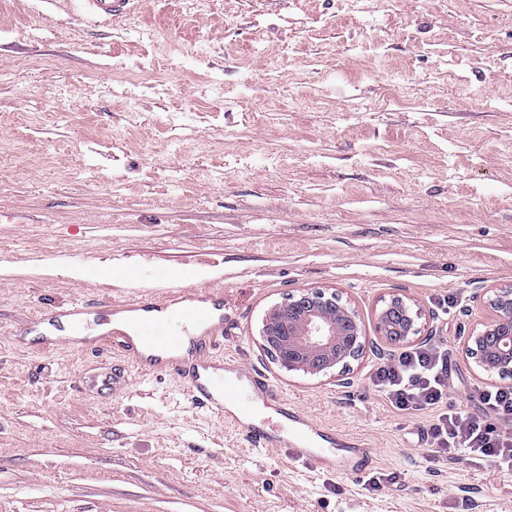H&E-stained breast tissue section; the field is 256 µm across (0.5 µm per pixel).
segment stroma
I'll use <instances>...</instances> for the list:
<instances>
[{"instance_id": "stroma-1", "label": "stroma", "mask_w": 512, "mask_h": 512, "mask_svg": "<svg viewBox=\"0 0 512 512\" xmlns=\"http://www.w3.org/2000/svg\"><path fill=\"white\" fill-rule=\"evenodd\" d=\"M509 283L512 0H141L106 26L72 0H0V512H512V471L433 456L425 417L367 380L397 352L376 323L401 295L448 343L449 405L468 403L489 379L463 345ZM190 288L224 298L214 356L372 443L397 483L248 450L165 372L85 395L119 351L20 334L81 297ZM318 288L375 345L343 384L260 346L266 310Z\"/></svg>"}]
</instances>
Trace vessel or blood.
I'll return each instance as SVG.
<instances>
[{
  "mask_svg": "<svg viewBox=\"0 0 512 512\" xmlns=\"http://www.w3.org/2000/svg\"><path fill=\"white\" fill-rule=\"evenodd\" d=\"M82 13L96 23H108L124 14L132 0H75ZM107 308L120 319L123 330L114 332L128 367L143 373L165 372L178 377L187 400L220 421L237 428L249 447L283 454L320 475H363L371 463L370 445L343 434H332L297 408L288 405L272 383L236 357L213 359V342L224 334V300L208 289H187L170 296L145 295L116 302L106 298L81 300L52 310H39L27 327L67 323L70 339L44 336L46 349L64 346L84 352L99 351L101 339L86 338L92 310ZM185 328L181 337L165 331L169 317ZM272 413V424L257 423V410Z\"/></svg>",
  "mask_w": 512,
  "mask_h": 512,
  "instance_id": "b4317fda",
  "label": "vessel or blood"
}]
</instances>
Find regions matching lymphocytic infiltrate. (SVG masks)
Masks as SVG:
<instances>
[{
  "instance_id": "f902f5d3",
  "label": "lymphocytic infiltrate",
  "mask_w": 512,
  "mask_h": 512,
  "mask_svg": "<svg viewBox=\"0 0 512 512\" xmlns=\"http://www.w3.org/2000/svg\"><path fill=\"white\" fill-rule=\"evenodd\" d=\"M369 383L394 409L428 418L424 441L431 453L463 456L512 470V385H492L479 395L481 413L448 408V348L425 342L400 349L376 366Z\"/></svg>"
}]
</instances>
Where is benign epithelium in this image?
I'll list each match as a JSON object with an SVG mask.
<instances>
[{
  "instance_id": "7a95c632",
  "label": "benign epithelium",
  "mask_w": 512,
  "mask_h": 512,
  "mask_svg": "<svg viewBox=\"0 0 512 512\" xmlns=\"http://www.w3.org/2000/svg\"><path fill=\"white\" fill-rule=\"evenodd\" d=\"M490 292V315L473 328L464 350L481 372L500 377L512 373V284L497 285ZM422 319L420 307L393 295L378 312L379 332L390 344H409L422 335ZM260 338L279 368L336 383L362 357L367 344L355 308L337 292L322 289H304L271 306Z\"/></svg>"
}]
</instances>
